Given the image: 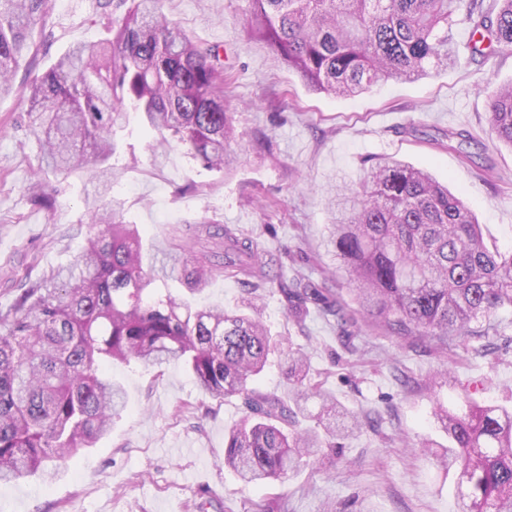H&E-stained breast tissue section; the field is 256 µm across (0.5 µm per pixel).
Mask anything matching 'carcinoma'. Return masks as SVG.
I'll return each instance as SVG.
<instances>
[{"instance_id":"carcinoma-1","label":"carcinoma","mask_w":512,"mask_h":512,"mask_svg":"<svg viewBox=\"0 0 512 512\" xmlns=\"http://www.w3.org/2000/svg\"><path fill=\"white\" fill-rule=\"evenodd\" d=\"M247 2L250 36L312 90L333 96L458 65L459 24L475 37L469 61L485 59L484 42L512 52V0L489 8L481 0ZM160 3L130 0L121 17L107 18L106 38L73 46L29 85L42 159L57 176L87 168L99 189L86 197L89 235L74 261L0 311V482L52 478L108 434L126 407L123 386L105 371L112 362L178 363L212 398H240L243 416L225 439L224 464L246 485L285 479L317 454L336 465L335 439L351 429L348 414L324 397L317 416L324 434L296 428L304 395L317 389L299 350L288 349L292 402L253 387L276 343L253 317L193 303L218 274L247 286L249 309L274 286L296 324L314 306L336 321L351 353L363 322L446 353L466 348L472 336L499 334V312L512 308V251L490 249L464 200L427 171L390 158L331 200L326 246L348 275L356 316L331 288L303 275L283 281L274 273L280 256L259 252L253 237L228 225L224 261L204 253L184 258L175 244L168 262L144 268L138 226L125 221L119 200L99 204L112 194L114 129L134 112L156 146L175 143L220 170L231 164L234 137L219 47L193 41ZM46 15L47 0H0V95L12 90ZM490 123L512 149V84L492 100ZM29 200L53 206L39 180ZM173 279L187 294L153 287ZM434 416L451 445L438 453L424 440L416 455L459 471L458 512H512V409L474 403L460 414L440 404Z\"/></svg>"}]
</instances>
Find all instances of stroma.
Listing matches in <instances>:
<instances>
[{
	"label": "stroma",
	"instance_id": "stroma-1",
	"mask_svg": "<svg viewBox=\"0 0 512 512\" xmlns=\"http://www.w3.org/2000/svg\"><path fill=\"white\" fill-rule=\"evenodd\" d=\"M103 2L49 0L46 26L17 70L15 92L0 97L1 310L85 243L84 198L94 189L85 169L64 179L47 175L52 211L29 202L40 159L19 89L74 44L105 37ZM246 7V0L163 4L194 40L220 46L231 74L224 99L239 137L231 145L234 162L211 170L176 146L152 156V137L139 122L115 134L113 194L125 220L139 226L147 255L185 237L186 222L208 216L215 223L196 250L223 256V229L237 227L263 250L291 248L284 278H328L355 308L347 275L325 246L327 200L388 157L429 170L463 198L486 236L512 249V150L500 144L489 113L497 87L512 82V54L354 98L330 97L309 90L267 44L250 37ZM450 131L472 135L464 152L436 147ZM186 184L198 192L177 194ZM257 306L277 345L256 388L287 397L286 352L300 347L321 392L366 423L342 439L335 472L313 463L283 482L243 486L224 465V440L242 416L241 400L211 398L181 367L160 373L133 364L111 370L127 408L110 433L50 483L36 476L0 482V512H195L199 502L207 512H251L252 501L272 498L285 501L288 512H456V472L417 459L413 447L425 438L447 446L436 405L462 411L473 400L512 408V310L501 314L511 325L505 335L474 339L471 350L443 357L427 343L368 326L360 352L349 353L335 323L313 311L296 325L273 288L261 292ZM445 369L453 379L440 378Z\"/></svg>",
	"mask_w": 512,
	"mask_h": 512
}]
</instances>
